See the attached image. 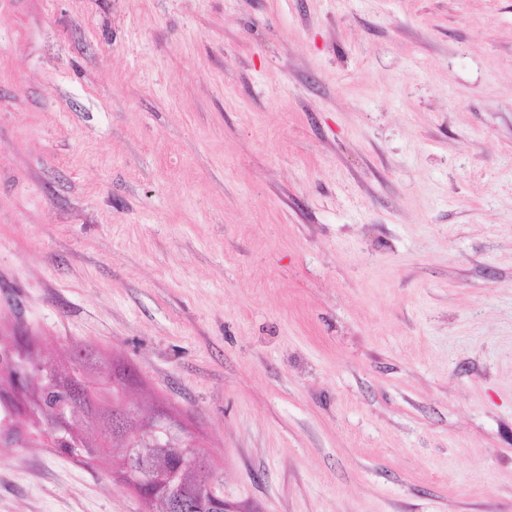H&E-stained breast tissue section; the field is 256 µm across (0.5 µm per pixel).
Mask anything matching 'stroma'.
Segmentation results:
<instances>
[{"instance_id":"1","label":"stroma","mask_w":512,"mask_h":512,"mask_svg":"<svg viewBox=\"0 0 512 512\" xmlns=\"http://www.w3.org/2000/svg\"><path fill=\"white\" fill-rule=\"evenodd\" d=\"M126 380L232 512H512V0H0V350ZM0 392V512H148Z\"/></svg>"}]
</instances>
